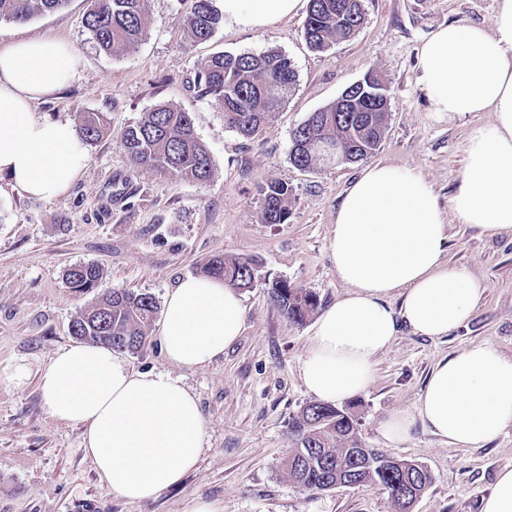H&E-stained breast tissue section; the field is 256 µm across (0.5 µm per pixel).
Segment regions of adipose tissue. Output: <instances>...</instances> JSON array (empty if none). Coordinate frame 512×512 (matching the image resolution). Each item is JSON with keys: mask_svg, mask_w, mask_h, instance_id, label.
Wrapping results in <instances>:
<instances>
[{"mask_svg": "<svg viewBox=\"0 0 512 512\" xmlns=\"http://www.w3.org/2000/svg\"><path fill=\"white\" fill-rule=\"evenodd\" d=\"M299 0H223L225 20L261 27L292 15ZM76 49L54 39L0 46V174L44 201L81 176L87 150L68 120L38 115L36 102L76 76ZM418 81L434 112H490L473 131L451 206L481 233L512 232V0H498L491 28L440 27L420 52ZM444 212L417 169L367 166L336 210L329 250L349 287L318 317L300 373L319 402L364 391L378 356L401 326L442 338L460 327L485 293L483 281L444 259ZM243 329L242 297L210 277H189L166 298L160 346L166 358L198 367L223 354ZM54 419L85 426L83 450L100 482L130 502L155 498L193 470L205 446L198 400L166 373L137 372L102 344L55 354L39 378ZM458 448H478L512 427V356L466 346L430 371L412 411L382 425L387 441L407 439L415 423Z\"/></svg>", "mask_w": 512, "mask_h": 512, "instance_id": "obj_1", "label": "adipose tissue"}]
</instances>
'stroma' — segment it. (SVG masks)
Listing matches in <instances>:
<instances>
[{
  "instance_id": "obj_1",
  "label": "stroma",
  "mask_w": 512,
  "mask_h": 512,
  "mask_svg": "<svg viewBox=\"0 0 512 512\" xmlns=\"http://www.w3.org/2000/svg\"><path fill=\"white\" fill-rule=\"evenodd\" d=\"M364 22L349 39L316 52L303 37L309 0L294 16L258 28L223 24L208 41L182 24L191 0H146L147 35L135 50L100 51L85 27L90 0H67L56 12L18 24L0 21V43L49 37L75 46L76 78L37 112L80 123L100 112L105 130L87 144L82 175L46 202L0 177V371L25 365L23 385L0 380V512H185L204 501L218 512H395L375 485L308 491L288 479L283 461L293 446L291 422L313 397L300 375L313 321H289L270 301L267 284L283 279L310 290L328 307L347 286L330 258L329 236L339 205L366 164L410 165L433 184L448 207L466 163L473 130L493 120L472 112H433L417 77L422 46L450 24L490 27L498 0H362ZM276 49L292 62L296 89L251 138L224 124V112L200 96L201 64L219 53ZM370 71L384 80L391 106L384 138L367 161L314 170L290 161L291 133ZM164 103L190 112L214 172L198 183L133 167L122 131ZM270 181L292 190L286 223L259 218V188ZM449 265L467 268L487 290L467 321L432 339L402 329L379 355L368 388L349 399L365 447L424 465L432 476L413 512H480L498 472L512 467V427L480 448H456L415 425L398 444L383 422L413 409L437 361L470 344L512 355V234L489 236L448 216ZM258 262L259 282L241 293L244 326L222 355L198 368L170 362L159 348V325L126 360L135 370L169 374L197 397L206 426L197 467L154 499L130 503L101 485L82 450V425L46 411L39 377L57 351L75 342L74 318L102 294L123 288L151 294L157 304L180 281L202 274L216 255ZM94 263L102 278L78 292L66 281L76 264Z\"/></svg>"
}]
</instances>
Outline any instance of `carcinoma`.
<instances>
[{"instance_id":"1","label":"carcinoma","mask_w":512,"mask_h":512,"mask_svg":"<svg viewBox=\"0 0 512 512\" xmlns=\"http://www.w3.org/2000/svg\"><path fill=\"white\" fill-rule=\"evenodd\" d=\"M66 0H0V20L24 23L34 16L54 12ZM145 0H91L85 17L86 28L100 50L107 53L131 51L146 35ZM349 0H309V13L303 36L313 50L322 51L350 38L364 21L363 13L347 9ZM224 20L214 0H193L183 23L197 41L210 39ZM296 73L288 58L270 49L259 54L223 53L201 65L199 87L224 109V124L250 138L272 121L294 91ZM383 88L370 87L352 104L340 100L309 114L291 132L290 160L301 170L325 165L321 149L333 148L337 162L360 161L374 153L387 128L386 112L372 105ZM105 118L97 112L86 114L78 131L87 143L103 133ZM134 166L163 174H178L204 183L213 172L207 147L194 132L190 113L159 105L142 114L121 135ZM261 218L267 224H284L289 217L291 190L279 181L261 190ZM203 273L235 288H250L256 280V262L250 258L214 256L203 266ZM102 270L95 264H82L66 274L68 284L79 290L96 286ZM270 299L295 324L304 323L319 306L310 290L295 288L286 280L269 284ZM157 311L155 299L147 293L114 289L72 322L73 336L104 342L117 351H140L147 329ZM359 420L350 409L312 403L292 419L294 448L285 462L288 479L305 490H332L352 465L356 453L367 454L380 464L368 465L356 473L353 482L380 486L398 508H412L413 498L400 500L397 493L406 484L424 493L432 478L427 469L418 470L405 460L387 463L384 454L362 446L358 437Z\"/></svg>"}]
</instances>
